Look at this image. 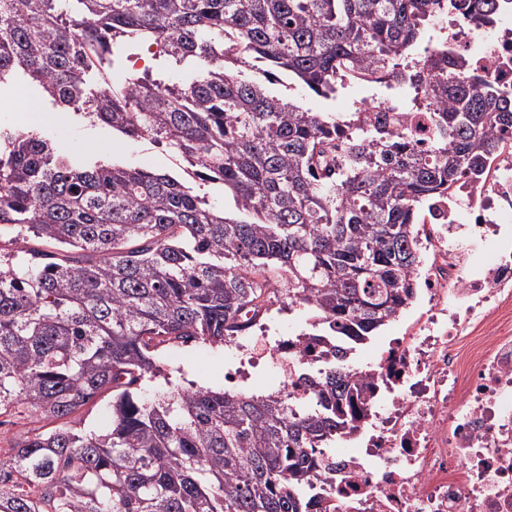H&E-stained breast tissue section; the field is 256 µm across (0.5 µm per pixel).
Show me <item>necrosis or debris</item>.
Returning a JSON list of instances; mask_svg holds the SVG:
<instances>
[{
    "mask_svg": "<svg viewBox=\"0 0 512 512\" xmlns=\"http://www.w3.org/2000/svg\"><path fill=\"white\" fill-rule=\"evenodd\" d=\"M436 30L465 71L512 93V7L486 33L455 15ZM357 109L400 113L418 149L433 141L422 88L409 104L391 92ZM500 140L485 175L427 205L426 308L354 369L372 405L316 452V512H512V247L496 245L512 223V129Z\"/></svg>",
    "mask_w": 512,
    "mask_h": 512,
    "instance_id": "4bbe7bcc",
    "label": "necrosis or debris"
}]
</instances>
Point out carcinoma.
Segmentation results:
<instances>
[{
  "instance_id": "cac0c4a2",
  "label": "carcinoma",
  "mask_w": 512,
  "mask_h": 512,
  "mask_svg": "<svg viewBox=\"0 0 512 512\" xmlns=\"http://www.w3.org/2000/svg\"><path fill=\"white\" fill-rule=\"evenodd\" d=\"M499 2L0 0V82L166 146L234 203L69 160L37 125L0 128V231L45 245L0 266V415L28 405L55 423L0 456V512H316L315 450L361 395L336 337L364 344L412 302L421 204L483 175L512 128V97L425 39L450 11L491 26ZM144 43L186 78L112 85V53ZM279 73L324 98L344 78L419 83L433 146L384 112L306 110L271 91ZM280 295L311 314L295 349L323 360L289 357L292 389L147 393L167 349L253 333ZM107 392L110 426L76 430Z\"/></svg>"
}]
</instances>
